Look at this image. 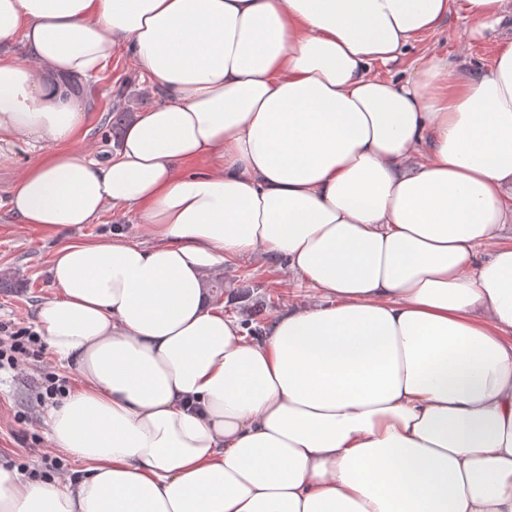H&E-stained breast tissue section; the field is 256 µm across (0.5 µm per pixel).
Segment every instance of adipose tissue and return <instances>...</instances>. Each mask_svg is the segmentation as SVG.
Segmentation results:
<instances>
[{"mask_svg": "<svg viewBox=\"0 0 512 512\" xmlns=\"http://www.w3.org/2000/svg\"><path fill=\"white\" fill-rule=\"evenodd\" d=\"M506 0H0L9 210L70 240L36 327L78 386L81 470L0 465V512H512V37ZM421 45L401 75H382ZM124 52L155 105L78 148L74 79ZM287 261L314 292L246 336L208 276ZM468 23L462 19L451 18L445 27L423 43L424 46L432 45L435 48L447 52L451 58H457L461 48L465 47L466 63L475 66L489 60L495 50V39L512 36V27L505 23L498 29L495 37L487 40L473 42L469 45L465 41V29ZM122 231L129 239L145 245L152 244L151 239L143 232L142 225L133 213L124 212L120 208H107L95 224H84L74 228L68 237L82 240H96L112 236V232Z\"/></svg>", "mask_w": 512, "mask_h": 512, "instance_id": "ef3b65f1", "label": "adipose tissue"}]
</instances>
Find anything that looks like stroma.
Masks as SVG:
<instances>
[{
    "label": "stroma",
    "instance_id": "obj_1",
    "mask_svg": "<svg viewBox=\"0 0 512 512\" xmlns=\"http://www.w3.org/2000/svg\"><path fill=\"white\" fill-rule=\"evenodd\" d=\"M464 20L453 18L430 37L435 48L450 57H465L470 65L489 60L495 50L494 39L466 43ZM91 108L88 114L86 141L99 148L108 147L112 139V109L132 112L151 106L145 81L133 61L124 53H116L109 67L89 85ZM19 158L0 156V271L14 274V289L0 291V320L15 319L33 324L36 304L53 296L55 288L50 274L52 255L61 244L60 236L35 231L12 223L8 199L12 181L18 171ZM123 232L135 242L148 243L137 216L119 208H107L93 224L75 228L74 238L96 240ZM226 289L224 313L245 319L247 310H257L262 322H269L284 301L305 303L310 294L288 270L287 266H268L251 258L219 272ZM45 408L39 405L30 379L0 371V463L15 466L25 475L42 471L39 450L49 449V426Z\"/></svg>",
    "mask_w": 512,
    "mask_h": 512
}]
</instances>
